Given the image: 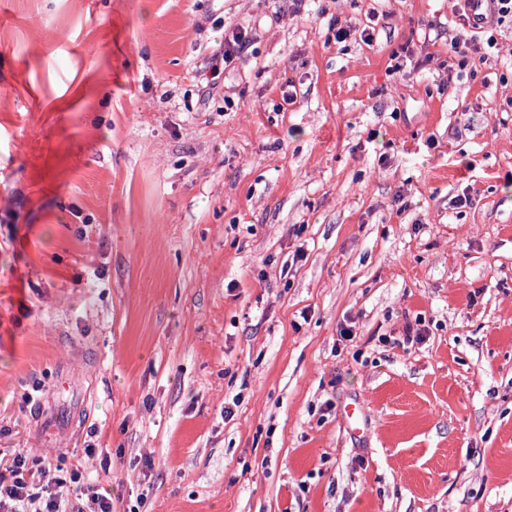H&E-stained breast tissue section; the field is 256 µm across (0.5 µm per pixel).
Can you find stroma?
I'll list each match as a JSON object with an SVG mask.
<instances>
[{"instance_id": "35a3bbf8", "label": "stroma", "mask_w": 512, "mask_h": 512, "mask_svg": "<svg viewBox=\"0 0 512 512\" xmlns=\"http://www.w3.org/2000/svg\"><path fill=\"white\" fill-rule=\"evenodd\" d=\"M288 6L0 0V458L113 512H512V29L474 80L450 0ZM251 43V34L243 26H234L224 30V70L233 60L243 54Z\"/></svg>"}]
</instances>
